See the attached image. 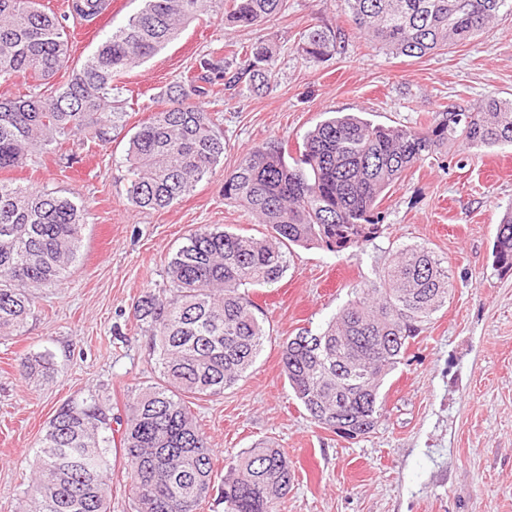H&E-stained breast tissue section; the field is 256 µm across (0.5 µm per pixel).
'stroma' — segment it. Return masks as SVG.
<instances>
[{
    "label": "stroma",
    "mask_w": 512,
    "mask_h": 512,
    "mask_svg": "<svg viewBox=\"0 0 512 512\" xmlns=\"http://www.w3.org/2000/svg\"><path fill=\"white\" fill-rule=\"evenodd\" d=\"M141 7V0H112L93 25L69 21L71 64ZM344 9L343 0H288L282 15L250 28L224 26L220 12H208L121 78L138 103L112 143L85 144L69 166L50 155L0 170L2 181L55 191L87 209L81 257L64 284L34 289L22 332L0 338V512H18L58 407L96 389L118 416L132 388L156 380L150 338L132 312L144 292L164 289L165 268L184 238L207 224L261 235L262 225L222 195L240 155L277 141L296 151L334 112L415 128L444 104L472 110L490 97L512 99V14L466 44L412 59L358 34ZM315 24L341 28L344 52L305 60L299 38ZM261 40L277 45L273 90L204 102L224 137L213 173L170 208L135 207L124 158L148 102L165 101L203 55ZM511 207L512 146H455L444 163L404 173L382 202L374 240L340 252L293 248L278 283L249 290L271 333L254 367L223 395L191 407L219 472L246 448L272 440L295 467L281 512H512V272L493 263L497 226ZM414 246L447 260L448 303L387 376L375 430L347 439L319 428L282 372L283 341L320 332L354 289ZM45 353L53 380L25 379L21 358Z\"/></svg>",
    "instance_id": "obj_1"
}]
</instances>
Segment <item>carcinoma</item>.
I'll return each mask as SVG.
<instances>
[{
	"label": "carcinoma",
	"instance_id": "1",
	"mask_svg": "<svg viewBox=\"0 0 512 512\" xmlns=\"http://www.w3.org/2000/svg\"><path fill=\"white\" fill-rule=\"evenodd\" d=\"M218 0H143V7L77 67H69L68 27L40 0H0V83L19 75L40 82L0 100V169L54 154L65 143H107L126 116L114 81L175 40ZM354 28L411 58L463 45L512 0H344ZM287 0H224V22L254 26L281 14ZM98 16L104 0H76ZM345 50L342 36L317 26L299 51L322 61ZM272 47L255 43L199 59L185 84L169 91L131 136L125 161L128 198L163 210L189 194L224 158L219 118L201 107L216 87L268 91ZM63 69V83L54 82ZM512 146V99L489 98L477 110L444 106L420 128L374 125L346 114L309 130L288 163L281 146L244 153L224 176V198L257 223L261 237L206 225L168 261L169 292H147L134 319L150 336L160 381L131 391L125 418L96 393L63 405L40 438L38 467L22 512H110L109 457L122 451L135 512H198L218 490L224 512H276L293 484L288 455L269 442L242 452L217 480L213 449L190 404L224 393L254 365L269 336L246 289L277 283L286 248L360 246L380 231L379 205L403 174L440 161L448 145ZM82 203L0 180V336L24 328L32 288H57L78 257ZM494 263L512 270V210L497 228ZM452 293L448 266L424 246L399 251L379 281L359 289L318 334L283 341L281 361L295 397L321 428L347 437L374 430L380 388L410 341ZM47 354L21 358L24 376L47 375ZM118 428H113L112 424Z\"/></svg>",
	"mask_w": 512,
	"mask_h": 512
}]
</instances>
